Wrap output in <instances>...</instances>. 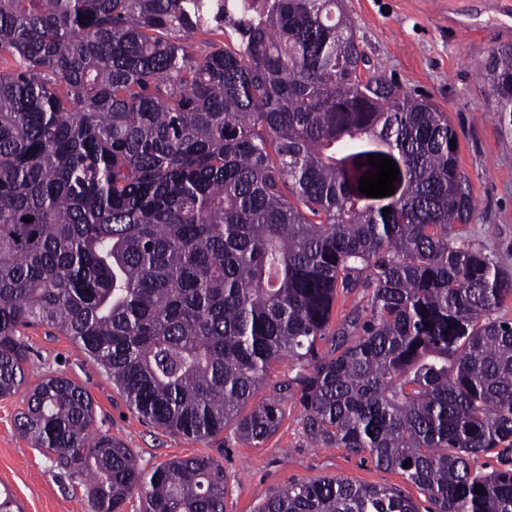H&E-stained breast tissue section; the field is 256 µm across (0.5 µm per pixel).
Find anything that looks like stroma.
Returning a JSON list of instances; mask_svg holds the SVG:
<instances>
[{"label":"stroma","mask_w":512,"mask_h":512,"mask_svg":"<svg viewBox=\"0 0 512 512\" xmlns=\"http://www.w3.org/2000/svg\"><path fill=\"white\" fill-rule=\"evenodd\" d=\"M494 0H343L344 11L367 58L368 72L397 78L402 87L428 97L448 114L458 140V163L468 179L475 212L454 230L483 250L512 277V127L501 125L496 103L479 67L497 46L512 44ZM30 347L26 380L71 379L91 396L97 425L150 469L168 460L208 455L226 477L224 512H258L289 483L341 477L356 483L396 486L418 506L421 491L400 473L376 467L344 448L313 442L302 408L289 401L276 433L259 445L242 441L234 428L214 440H192L142 422L104 369L72 340L45 327L25 331ZM22 395L0 398V489L25 512H91L79 479L54 467L15 426Z\"/></svg>","instance_id":"stroma-1"}]
</instances>
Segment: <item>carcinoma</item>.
Here are the masks:
<instances>
[{
    "label": "carcinoma",
    "instance_id": "carcinoma-1",
    "mask_svg": "<svg viewBox=\"0 0 512 512\" xmlns=\"http://www.w3.org/2000/svg\"><path fill=\"white\" fill-rule=\"evenodd\" d=\"M2 63L0 397L44 325L167 432L258 445L296 397L312 441L399 472L430 512H512V279L452 234L474 205L448 114L361 76L342 0H0ZM480 74L512 126V45ZM372 155L396 163L394 194L359 192ZM356 288L366 306L331 324ZM284 357L295 376L246 410ZM96 422L46 376L17 428L85 477L91 512L135 493L142 512H224L219 461L146 471ZM260 512L418 509L332 477Z\"/></svg>",
    "mask_w": 512,
    "mask_h": 512
}]
</instances>
